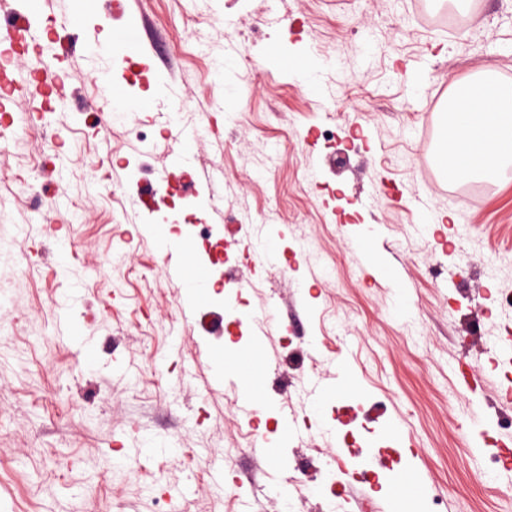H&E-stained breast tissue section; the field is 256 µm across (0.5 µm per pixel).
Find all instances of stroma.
Segmentation results:
<instances>
[{
  "label": "stroma",
  "instance_id": "35a3bbf8",
  "mask_svg": "<svg viewBox=\"0 0 512 512\" xmlns=\"http://www.w3.org/2000/svg\"><path fill=\"white\" fill-rule=\"evenodd\" d=\"M463 3L456 31L423 22L432 0H137L149 48L190 105L170 117L153 87L140 88L142 111L109 131L93 107L96 72L111 60L85 52L103 33L56 28L81 51L56 70L87 108L14 98L15 137L0 146L12 174L0 180V512H321V462L351 412L359 441L378 442L375 469H425L419 512L435 500L442 512H512V500L488 492L478 459L512 448L496 424L498 393L512 386V358L498 354L512 337V311L498 305L512 293V167L448 183L433 166L452 86L488 68L512 85V0ZM272 43L319 59L318 88L336 106L270 70L259 54ZM219 69L224 109L202 131ZM181 147L193 173L214 174L226 227L216 249L250 282L230 300L275 317L263 344L269 400L310 434L288 450L291 466H304L289 504L246 436L240 385L229 374L214 383L205 350L223 308L185 312L162 262L193 193L159 189ZM240 223L288 273L246 263ZM364 234L394 256L401 287L362 271L347 241ZM127 236L116 274L110 259ZM304 243L327 255L329 273L309 265ZM64 305L95 360L57 338ZM411 320L425 334L417 345L402 334ZM342 359L357 388L312 403L304 379L328 378ZM389 421L404 443L378 441Z\"/></svg>",
  "mask_w": 512,
  "mask_h": 512
}]
</instances>
